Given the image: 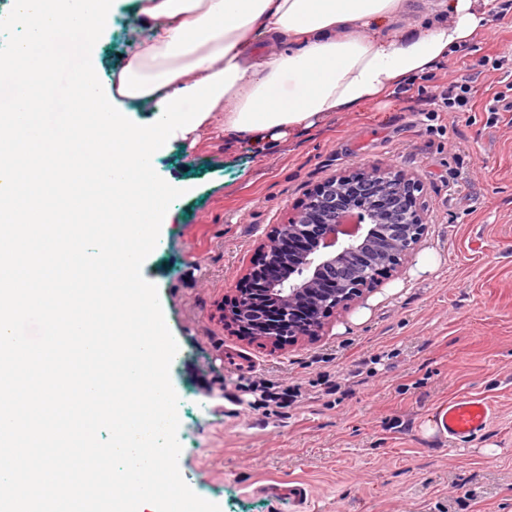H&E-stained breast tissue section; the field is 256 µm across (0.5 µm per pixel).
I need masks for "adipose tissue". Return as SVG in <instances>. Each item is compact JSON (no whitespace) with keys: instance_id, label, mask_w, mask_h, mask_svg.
Segmentation results:
<instances>
[{"instance_id":"ef3b65f1","label":"adipose tissue","mask_w":512,"mask_h":512,"mask_svg":"<svg viewBox=\"0 0 512 512\" xmlns=\"http://www.w3.org/2000/svg\"><path fill=\"white\" fill-rule=\"evenodd\" d=\"M407 0H137L151 30L112 75L126 111L159 102L230 65L212 108L227 141L255 145L348 112L448 59L480 32L493 0H436L405 25Z\"/></svg>"}]
</instances>
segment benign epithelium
<instances>
[{"label": "benign epithelium", "mask_w": 512, "mask_h": 512, "mask_svg": "<svg viewBox=\"0 0 512 512\" xmlns=\"http://www.w3.org/2000/svg\"><path fill=\"white\" fill-rule=\"evenodd\" d=\"M419 190L412 175L389 168L330 177L261 235L262 259L242 275L260 287L235 288L232 306L220 310L224 327L281 350L319 336L326 321L397 274L423 240ZM304 236L305 252L282 250L284 239Z\"/></svg>", "instance_id": "1"}]
</instances>
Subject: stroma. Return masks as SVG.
Returning <instances> with one entry per match:
<instances>
[{"label": "stroma", "instance_id": "obj_1", "mask_svg": "<svg viewBox=\"0 0 512 512\" xmlns=\"http://www.w3.org/2000/svg\"><path fill=\"white\" fill-rule=\"evenodd\" d=\"M101 42L110 73L151 31L113 0ZM504 57L502 69L483 66ZM470 71L473 109L412 106ZM512 16L488 21L448 61L391 95L325 116L275 146L230 144L221 128L153 162L182 188L143 264L179 344V467L220 512H295L262 490L300 481L307 512H512ZM393 167L422 183L428 234L404 274L285 351L230 335L214 319L259 237L335 173ZM230 356L215 373L217 352ZM299 385L287 416L253 410L250 380ZM335 395L321 393L324 379ZM486 401L492 418L461 449L429 432L448 399Z\"/></svg>", "mask_w": 512, "mask_h": 512}]
</instances>
